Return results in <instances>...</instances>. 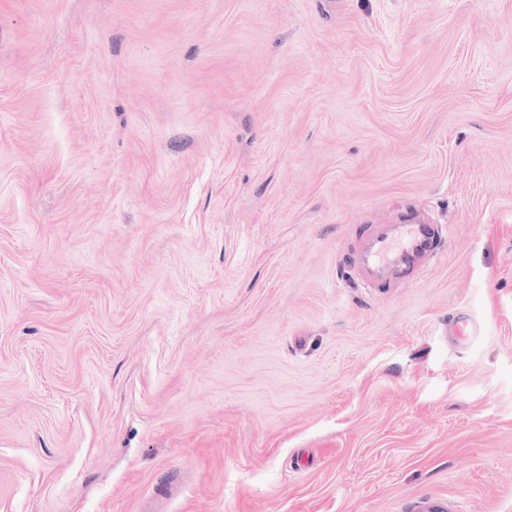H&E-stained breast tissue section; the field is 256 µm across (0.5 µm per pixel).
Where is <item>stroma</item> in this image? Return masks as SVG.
I'll return each mask as SVG.
<instances>
[{"label": "stroma", "instance_id": "1", "mask_svg": "<svg viewBox=\"0 0 512 512\" xmlns=\"http://www.w3.org/2000/svg\"><path fill=\"white\" fill-rule=\"evenodd\" d=\"M429 497L512 512V0H0V512ZM446 224L411 216L397 224L369 226L360 236L353 266L367 288L408 283L441 254Z\"/></svg>", "mask_w": 512, "mask_h": 512}]
</instances>
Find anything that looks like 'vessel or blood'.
Returning <instances> with one entry per match:
<instances>
[{
	"label": "vessel or blood",
	"mask_w": 512,
	"mask_h": 512,
	"mask_svg": "<svg viewBox=\"0 0 512 512\" xmlns=\"http://www.w3.org/2000/svg\"><path fill=\"white\" fill-rule=\"evenodd\" d=\"M445 225L412 216L396 224L368 227L354 252L355 273L364 286L407 283L443 250Z\"/></svg>",
	"instance_id": "b4317fda"
}]
</instances>
